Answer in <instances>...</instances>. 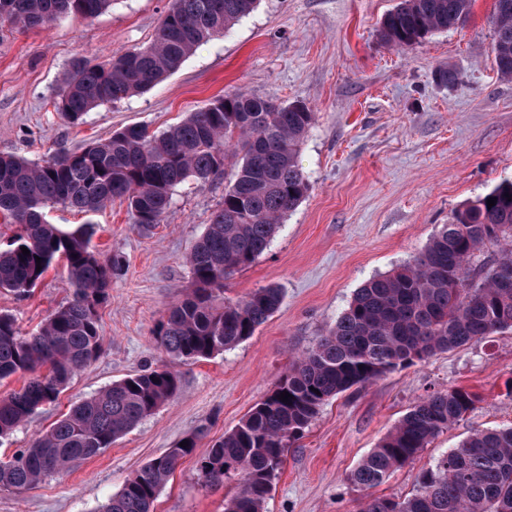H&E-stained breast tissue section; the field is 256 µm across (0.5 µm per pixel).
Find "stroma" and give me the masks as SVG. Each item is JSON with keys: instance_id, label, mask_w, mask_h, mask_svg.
Here are the masks:
<instances>
[{"instance_id": "35a3bbf8", "label": "stroma", "mask_w": 512, "mask_h": 512, "mask_svg": "<svg viewBox=\"0 0 512 512\" xmlns=\"http://www.w3.org/2000/svg\"><path fill=\"white\" fill-rule=\"evenodd\" d=\"M169 2L113 0L90 19L0 28V156L40 163L135 123L160 133L236 90L307 105L315 121L299 160L309 192L264 253L224 282L233 301L268 285L282 288L283 301L235 347L199 361L171 359L155 332L191 285L186 257L223 201L225 180L178 185L162 223L148 232L120 201L93 215L53 208L51 223H91L93 249L119 257L122 269L99 311L102 355L0 443V458L28 446L72 405L146 367L168 366L180 389L102 454L25 494L0 489V512H98L143 465L193 434L196 449L161 489L154 512H224L225 488L205 486L199 471L214 442L273 388L292 353L335 324L358 288L412 262L456 209L512 180V80L498 76L491 52L494 0H473L465 26L405 50L378 38L399 0H259L147 92L97 107L81 125L66 123L54 101L71 63L147 46ZM441 67L458 72L456 84L435 81ZM70 294L60 260L29 296L0 291V313L32 332ZM455 388L475 394L473 409L414 462L368 492L348 482L415 401ZM510 426L512 330H504L330 399L289 448L265 510L361 512L367 495L408 496L420 472L467 436Z\"/></svg>"}]
</instances>
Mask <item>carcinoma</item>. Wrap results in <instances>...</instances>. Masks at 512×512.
I'll return each mask as SVG.
<instances>
[{
  "instance_id": "carcinoma-1",
  "label": "carcinoma",
  "mask_w": 512,
  "mask_h": 512,
  "mask_svg": "<svg viewBox=\"0 0 512 512\" xmlns=\"http://www.w3.org/2000/svg\"><path fill=\"white\" fill-rule=\"evenodd\" d=\"M112 0H0V27L28 29L69 16L93 18ZM473 0H401L379 37L396 49L428 34L458 28ZM258 0H171L152 42L103 62L73 61L57 91L55 110L73 126L108 102L143 93L174 72L205 40L249 15ZM497 73L512 79V0H494L490 17ZM314 113L298 103L276 104L245 91L213 98L157 135L132 124L79 150L43 163L0 156V214L19 231L0 246V290L29 295L64 257L70 300L36 331L23 332L0 314V380L23 374V387L0 398V440L58 398L73 376L102 354L99 310L108 303L117 258L101 260L90 227L65 232L47 220L56 204L95 214L127 200L134 223H161L177 185L228 177L224 202L187 262L191 288L161 321L158 341L181 361L209 358L249 338L280 307L270 285L236 301L224 299V279L252 264L282 218L305 198L308 180L298 147ZM512 181L505 180L455 210L412 263L359 288L348 308L200 464L208 486L232 482L224 512H264L288 448L330 399L440 352L512 329ZM494 198V206L487 199ZM490 261L476 262L483 248ZM30 254H22L21 247ZM41 261H36V258ZM42 269H37V266ZM179 390L177 374L148 367L112 382L75 404L45 433L0 459V489L23 493L112 447ZM293 398L284 402L280 393ZM475 403L461 388L414 402L389 434L348 475L368 490L414 461L432 439ZM199 430L152 459L112 495L100 512H153L157 495L179 462L196 448ZM362 512H512V427L477 432L422 472L408 497H370Z\"/></svg>"
}]
</instances>
